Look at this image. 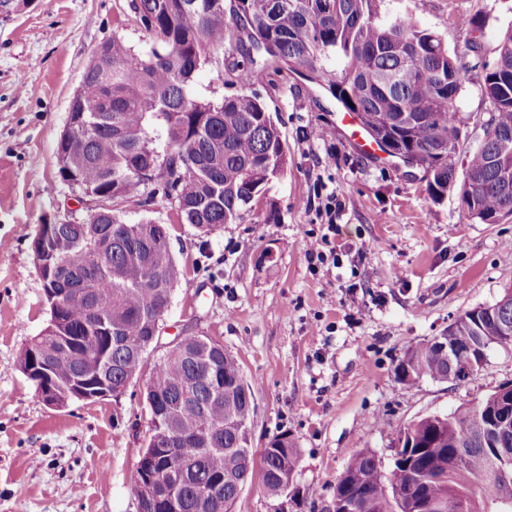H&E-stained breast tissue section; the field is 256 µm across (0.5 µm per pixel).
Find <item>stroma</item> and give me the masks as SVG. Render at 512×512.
Segmentation results:
<instances>
[{"label":"stroma","mask_w":512,"mask_h":512,"mask_svg":"<svg viewBox=\"0 0 512 512\" xmlns=\"http://www.w3.org/2000/svg\"><path fill=\"white\" fill-rule=\"evenodd\" d=\"M379 12L412 17L468 64L456 109L464 147L475 148L489 118L475 63L494 60L512 0H381ZM115 35L138 51L149 43L128 0H33L0 14V512H137L146 375L121 396L53 409L20 366L49 318L32 240L39 225L90 209L58 177L57 140L86 68ZM252 90L288 157L252 210L204 237L161 197L114 208L125 223L165 225L180 271L147 361L180 336L220 341L254 389V457L288 433L299 450L290 512H328L354 454L390 463L391 431L512 382V353L501 350L461 382L395 375L409 348L512 290V217L480 223L457 190L432 201L421 172L358 150L335 99L306 75L270 69ZM325 233L337 259L310 264L304 243ZM268 250L274 260L259 264Z\"/></svg>","instance_id":"obj_1"}]
</instances>
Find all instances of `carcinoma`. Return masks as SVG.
Wrapping results in <instances>:
<instances>
[{
  "mask_svg": "<svg viewBox=\"0 0 512 512\" xmlns=\"http://www.w3.org/2000/svg\"><path fill=\"white\" fill-rule=\"evenodd\" d=\"M380 0H129L151 45L136 51L119 36L103 44L85 71L86 81L70 102L75 145L58 176L81 194L112 199L153 196L147 171L173 154L170 170L183 195L175 203L181 222L209 235L235 223L284 172L287 154L280 128L266 103L251 91L270 66L314 75L337 104L353 113L370 137L391 136L397 150L427 163L426 191L435 201L448 192V143L459 140L454 74L457 54L435 32L411 18L383 19ZM340 57L343 69L331 79L323 60ZM217 68L237 87L228 96L207 97L194 75ZM482 92L494 113L481 147L466 152L460 185L467 213L477 210L498 223L512 214V189L503 186L500 162L512 181V30L500 39ZM57 273L71 288L86 291L59 308L60 332L39 336L61 387L84 376L114 381L136 370L133 352L95 329L106 324L124 339L149 335L160 290V273L175 287L180 271L166 228L152 221L123 222L114 212L88 216L83 224H60ZM68 348H63L62 342ZM448 343L483 345L512 352V295L479 319L471 311L448 330ZM448 356L432 338L409 348L396 367L404 384L448 379ZM224 345L210 347L191 337L165 351L147 383L148 399L159 400L165 422L155 439L166 446L176 428L191 436L218 434L199 455L173 471L159 459L153 467L181 489L179 512H200V487L209 486L232 512L236 482L251 471V384ZM477 409L423 417L390 434L402 445L390 468L372 451L357 453L336 483L338 497L362 504L361 512H400L397 492L413 489L430 512H512V488L502 485L497 449L470 438L483 433ZM263 456V485L269 496L293 483L298 449L288 434L273 437Z\"/></svg>",
  "mask_w": 512,
  "mask_h": 512,
  "instance_id": "obj_1",
  "label": "carcinoma"
}]
</instances>
